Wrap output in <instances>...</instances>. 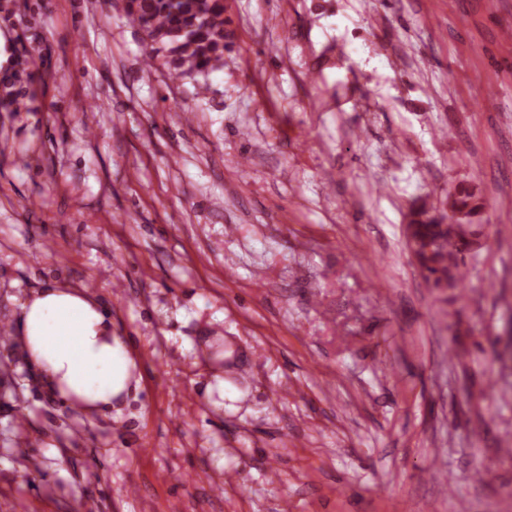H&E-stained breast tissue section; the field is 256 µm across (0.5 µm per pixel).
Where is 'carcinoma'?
Segmentation results:
<instances>
[{
  "mask_svg": "<svg viewBox=\"0 0 512 512\" xmlns=\"http://www.w3.org/2000/svg\"><path fill=\"white\" fill-rule=\"evenodd\" d=\"M126 12L148 40L147 62L163 55L175 77H205L224 61V50L232 38L225 27L224 0H126ZM477 209L476 195L466 187L448 195V210L459 221ZM443 220L429 215L423 205L410 219L415 227L410 249L437 284L459 281L458 254L467 246L464 240L453 241L451 224Z\"/></svg>",
  "mask_w": 512,
  "mask_h": 512,
  "instance_id": "obj_1",
  "label": "carcinoma"
}]
</instances>
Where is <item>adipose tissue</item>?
Returning <instances> with one entry per match:
<instances>
[{"instance_id": "ef3b65f1", "label": "adipose tissue", "mask_w": 512, "mask_h": 512, "mask_svg": "<svg viewBox=\"0 0 512 512\" xmlns=\"http://www.w3.org/2000/svg\"><path fill=\"white\" fill-rule=\"evenodd\" d=\"M17 332L24 360L48 394L89 413L112 409L129 394L137 369L133 352L85 292L38 289L20 304Z\"/></svg>"}]
</instances>
